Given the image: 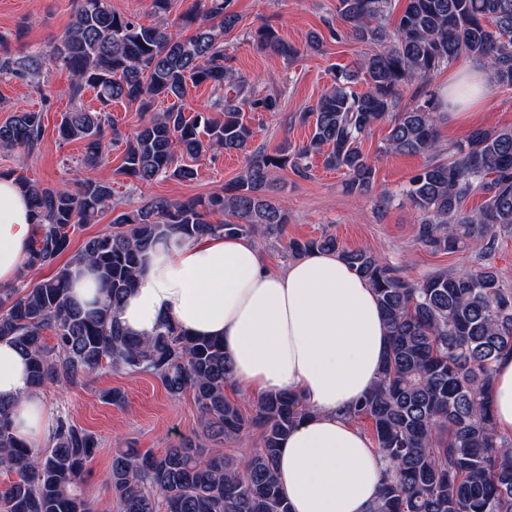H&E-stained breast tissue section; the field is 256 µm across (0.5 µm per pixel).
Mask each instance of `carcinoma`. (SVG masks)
Instances as JSON below:
<instances>
[{
    "label": "carcinoma",
    "instance_id": "carcinoma-1",
    "mask_svg": "<svg viewBox=\"0 0 512 512\" xmlns=\"http://www.w3.org/2000/svg\"><path fill=\"white\" fill-rule=\"evenodd\" d=\"M150 2L158 22L143 25L112 10L109 0H74L72 20L48 56L15 55L0 43V75L23 78L49 60L71 72L74 104L58 135L84 143L74 186L16 178L34 217L29 266L52 265L78 228L116 213L111 232L87 239L48 279L0 288V339L27 356L37 390L74 385L103 367L147 373L173 397L193 395L210 440L258 432V448L239 460L191 438L160 455L117 449L108 476L117 512H157L161 501L166 512H290L276 464L288 431L308 414L301 396H260L245 413L225 395L233 366L223 343L191 338L168 319L148 338L132 336L117 310L162 241L280 237L288 212L269 196L277 169L307 178L320 155L325 168L344 171L350 194L373 191L376 168L361 143L387 117L384 153L426 157L403 190L421 213L417 241L448 252L479 244L481 255L491 254L497 232H512V128H475L445 158L438 129L444 96L431 92L411 109L401 100L405 89L427 84L464 59L483 62L491 86L511 90L512 0H406L394 21L392 0H336L341 25L325 35L310 33L306 47L318 51L328 37L368 51L350 69L333 67V84L299 112V122L312 126L310 139L286 143L275 154L248 151L254 131L244 110L275 113L281 103L257 92L231 65L224 34L239 22L234 0H195L172 20L174 0ZM253 39L284 56L299 53L268 25ZM359 80L363 93L352 87ZM190 83L211 88L212 109L221 117H188L174 105L154 112L160 99L183 100ZM86 88L96 92L98 109L79 103ZM124 100L138 104L141 114L131 133L108 114L112 103ZM43 134L42 111H17L0 124V149L30 153ZM113 146L124 147L117 174L141 184L160 176L192 181L194 162L212 151L244 152L247 165L221 192L150 199L119 212L112 185L81 176ZM477 195L482 202L470 205ZM216 214L224 221H212ZM287 249L294 259L315 250L336 253L371 285L386 319V360L351 412L355 423H371L387 463L371 512H512V439L497 434L490 398L494 365L512 355V289L503 287L495 269L480 263L464 273L441 270L409 281L376 253L342 248L333 235L292 239ZM83 263L94 267L102 291L91 308L70 292L73 268ZM96 450L94 436L63 417L48 447L20 443L11 404L0 401V469L16 475L0 489V512H92L82 483Z\"/></svg>",
    "mask_w": 512,
    "mask_h": 512
}]
</instances>
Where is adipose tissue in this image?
<instances>
[{
  "mask_svg": "<svg viewBox=\"0 0 512 512\" xmlns=\"http://www.w3.org/2000/svg\"><path fill=\"white\" fill-rule=\"evenodd\" d=\"M487 91L483 63L467 64L446 89L451 111L466 117ZM32 234L27 197L0 179V286L25 268ZM118 318L136 336L168 318L189 335L222 340L245 393L300 394L309 414L284 440L277 468L292 512H369L384 462L349 412L376 381L388 338L373 289L339 256L316 251L273 269L246 237L170 240L149 254ZM0 399L12 404L17 440L38 448L49 439L44 397L7 341ZM492 399L498 433L512 438V357L494 366Z\"/></svg>",
  "mask_w": 512,
  "mask_h": 512,
  "instance_id": "adipose-tissue-1",
  "label": "adipose tissue"
}]
</instances>
